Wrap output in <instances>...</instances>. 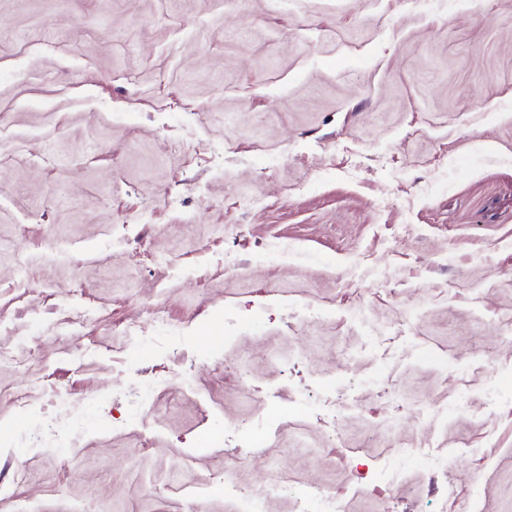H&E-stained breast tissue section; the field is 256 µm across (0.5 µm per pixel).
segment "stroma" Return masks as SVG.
<instances>
[{"label": "stroma", "instance_id": "stroma-1", "mask_svg": "<svg viewBox=\"0 0 512 512\" xmlns=\"http://www.w3.org/2000/svg\"><path fill=\"white\" fill-rule=\"evenodd\" d=\"M0 348V512H512V0H0ZM282 493H292L297 512H346L344 500L336 494L313 489L293 488L288 481L277 477L257 491L242 492L236 482L224 479V495L235 500L236 512H266L267 503Z\"/></svg>", "mask_w": 512, "mask_h": 512}]
</instances>
